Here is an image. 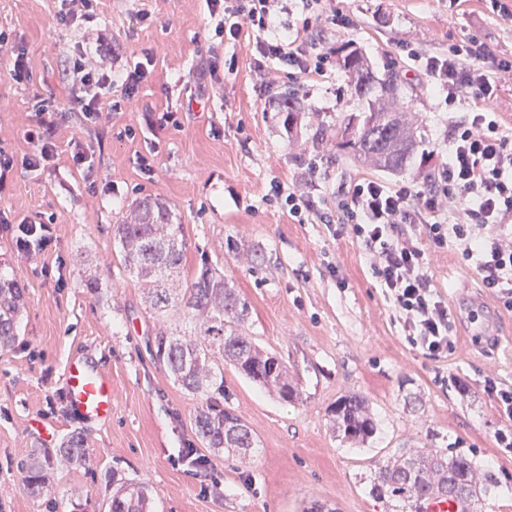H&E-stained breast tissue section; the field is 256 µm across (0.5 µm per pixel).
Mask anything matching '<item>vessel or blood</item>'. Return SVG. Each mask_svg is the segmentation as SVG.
I'll return each instance as SVG.
<instances>
[{
	"label": "vessel or blood",
	"mask_w": 512,
	"mask_h": 512,
	"mask_svg": "<svg viewBox=\"0 0 512 512\" xmlns=\"http://www.w3.org/2000/svg\"><path fill=\"white\" fill-rule=\"evenodd\" d=\"M67 400L72 412L105 420L112 414V379L80 358L70 359L64 368Z\"/></svg>",
	"instance_id": "b4317fda"
}]
</instances>
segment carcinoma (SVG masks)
I'll return each mask as SVG.
<instances>
[{"label": "carcinoma", "mask_w": 512, "mask_h": 512, "mask_svg": "<svg viewBox=\"0 0 512 512\" xmlns=\"http://www.w3.org/2000/svg\"><path fill=\"white\" fill-rule=\"evenodd\" d=\"M356 92L363 96L375 82L366 59L352 50L338 59ZM381 94L367 100L364 115L349 117L340 128V147L383 170L405 167L418 145V128L399 111L397 87L393 80L380 82ZM119 245L120 265L146 290L155 312L191 317L193 336H174L165 330L154 334L153 357L167 366L174 381L197 395L201 406L194 416L197 436L210 448H224L247 455L252 442L247 431H233L239 418L216 403L224 395V366L256 384L271 389L286 402L302 399V391L292 383L287 365L276 355L260 349L237 326L248 315V306L235 289L208 262L201 259L196 277L187 283L179 279L185 257L182 225L170 222L167 205L158 199H144L130 206L121 220L112 225ZM21 288L0 277V352L17 340V318L22 305ZM336 426L348 439L364 438L373 432V422L361 397L350 396L336 405ZM73 466L89 461L83 438L75 434L55 456L29 454L17 469L24 487L33 493L47 489L46 470L53 460ZM478 463L462 454L448 456L433 451H417L399 464L378 468L372 491L378 498L395 497L403 503L425 501L450 481L465 491L462 512H477L474 504L496 484L492 476L479 478ZM151 498L143 486H120L112 494L111 512H150Z\"/></svg>", "instance_id": "obj_1"}]
</instances>
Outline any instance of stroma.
Instances as JSON below:
<instances>
[{
    "instance_id": "35a3bbf8",
    "label": "stroma",
    "mask_w": 512,
    "mask_h": 512,
    "mask_svg": "<svg viewBox=\"0 0 512 512\" xmlns=\"http://www.w3.org/2000/svg\"><path fill=\"white\" fill-rule=\"evenodd\" d=\"M97 20L111 26L123 59H150V74L134 101L96 125L70 112L52 130L56 154L37 171L23 167L33 149L26 136L35 100L66 103V58L83 32L59 23L60 0H0V29L28 52L31 80L9 79L0 48V151L16 167L0 198L10 224L0 223V276L17 282L24 306L13 348L0 353V512H108L113 479L143 485L153 512H402L394 498L370 488L377 468L406 451L433 449L474 457L497 485L482 512H512V448L495 435L508 424L484 390L487 374L512 388V310L481 287L475 260L456 243L429 255L428 273L447 303L453 351L433 357L412 345L392 301L378 287L369 260L350 231L299 224L270 201L272 182L312 191L335 208L341 185L362 178L395 184L424 178L448 160V132L468 101L448 109L445 93L410 62L392 64L396 42L424 37L442 51L477 36L512 55V16L490 14L482 0H336L349 31L317 32L327 51L350 43L378 77L393 76L401 103L422 141L408 166L381 171L336 145L345 118L364 111L344 72L335 82L279 77L267 88L253 70L255 37L224 47L229 62L220 88L198 90L214 28L205 0H95ZM298 93L299 119L285 128L287 89ZM171 112L176 125L152 118ZM135 128L127 137L126 128ZM87 164L72 160L74 142ZM153 167L144 173L140 157ZM321 177L308 186L305 172ZM160 199L181 225L187 250L183 280L208 257L249 304L243 334L288 366L303 391L286 403L224 369V407L249 427L255 446L240 458L204 445L194 415L199 399L174 383L151 356L148 339L163 328L190 334L179 316L161 317L119 264L112 226L132 203ZM51 221L52 242L25 255L14 223ZM73 357L112 378V416L74 414L63 369ZM456 375L466 384L449 383ZM364 397L374 422L365 442L338 437L339 400ZM82 434L90 461L54 464L49 491L28 493L16 469L35 449L58 448ZM205 458L197 467L195 457Z\"/></svg>"
}]
</instances>
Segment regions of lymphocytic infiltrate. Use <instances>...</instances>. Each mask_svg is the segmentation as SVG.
<instances>
[{
    "mask_svg": "<svg viewBox=\"0 0 512 512\" xmlns=\"http://www.w3.org/2000/svg\"><path fill=\"white\" fill-rule=\"evenodd\" d=\"M61 2L59 21L86 25L88 32L87 43L68 57L69 109L94 124L130 101L149 69L144 62L129 63L113 52L111 27L91 21L93 0ZM301 2L306 13L301 28L273 37L269 31L277 14L275 0H206L217 36L235 42L243 29L255 33L257 75L266 76L276 64L294 78L331 77V58L317 46L312 32L325 25L345 29L349 20L337 12L335 0ZM398 48L429 82L447 89L449 102L467 98L473 107L452 126L449 158L429 174L427 184L414 178L394 186L373 179L355 181L340 189L337 212L369 254L373 276L403 315L405 331L429 353L440 354L452 349L454 341L448 305L428 274L427 248L458 243L464 256L476 257L483 288L512 309V140L503 135L491 108L500 83H512V59L497 56L475 36L444 52L407 42ZM116 82L122 93L118 102L109 98ZM33 110L38 120L27 136L34 149L23 162L32 171L56 152L47 119L51 105L38 101ZM447 211L452 223L439 222ZM422 223L428 226L425 248L413 235Z\"/></svg>",
    "mask_w": 512,
    "mask_h": 512,
    "instance_id": "obj_1",
    "label": "lymphocytic infiltrate"
}]
</instances>
